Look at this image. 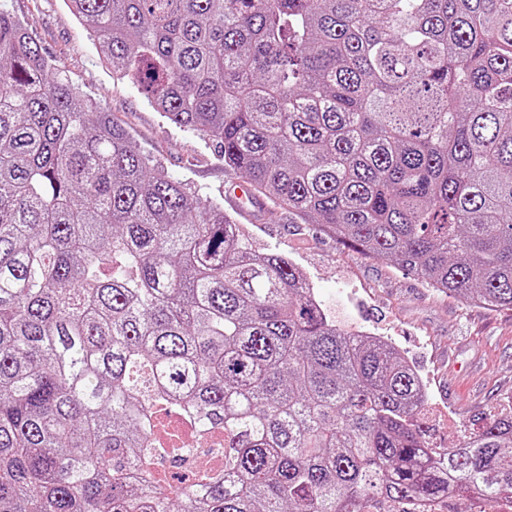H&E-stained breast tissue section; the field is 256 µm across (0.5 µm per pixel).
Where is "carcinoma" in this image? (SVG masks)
Listing matches in <instances>:
<instances>
[{
    "label": "carcinoma",
    "mask_w": 512,
    "mask_h": 512,
    "mask_svg": "<svg viewBox=\"0 0 512 512\" xmlns=\"http://www.w3.org/2000/svg\"><path fill=\"white\" fill-rule=\"evenodd\" d=\"M288 218L512 310V0H64ZM391 345L243 244L0 7V512L512 504V414L437 454ZM162 409L224 438L151 479Z\"/></svg>",
    "instance_id": "carcinoma-1"
}]
</instances>
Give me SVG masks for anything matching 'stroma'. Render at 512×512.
<instances>
[{
	"label": "stroma",
	"mask_w": 512,
	"mask_h": 512,
	"mask_svg": "<svg viewBox=\"0 0 512 512\" xmlns=\"http://www.w3.org/2000/svg\"><path fill=\"white\" fill-rule=\"evenodd\" d=\"M59 72L124 125L143 155L223 205L258 254L286 256L307 276L329 314L394 343L418 370L440 449L460 445L483 420L512 407V311L470 305L383 260L366 257L309 224L272 215L270 202L243 213L231 173L213 147L162 118L130 81L113 80L63 0H0Z\"/></svg>",
	"instance_id": "stroma-1"
}]
</instances>
